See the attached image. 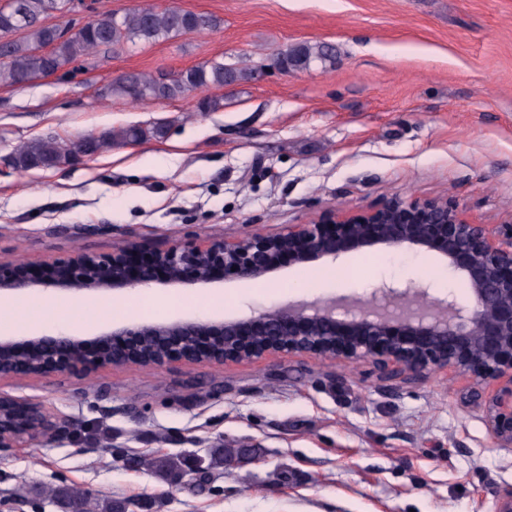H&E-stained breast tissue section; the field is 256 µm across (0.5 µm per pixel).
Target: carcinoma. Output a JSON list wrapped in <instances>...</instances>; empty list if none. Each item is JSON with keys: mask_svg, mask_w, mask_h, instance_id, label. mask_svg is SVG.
Segmentation results:
<instances>
[{"mask_svg": "<svg viewBox=\"0 0 512 512\" xmlns=\"http://www.w3.org/2000/svg\"><path fill=\"white\" fill-rule=\"evenodd\" d=\"M61 0H15V6H0V33L7 35L25 30L21 40L0 43V86H20L41 75L36 51L47 49L45 70L57 72L74 61L91 55L100 48H117L128 42L150 43L169 36L195 33L217 26L213 16L198 15L179 8L156 10L141 8L124 15L103 12L88 21L82 34L66 36L56 26L44 23L46 16L59 9ZM335 49L323 42L305 44L286 50L277 57L281 69L303 70L314 62L333 63ZM254 79V71L206 62L181 71L173 78H156L141 72H130L109 83L103 97H118L134 102L167 100L211 86L222 87ZM164 134L161 125L151 128L126 127L110 130L92 138L90 152L96 153L114 143H135ZM82 147V140L57 141L36 139L21 146L12 163L19 170L52 169L70 163ZM244 448H217L210 452L206 470L220 469L241 459ZM163 480L174 483L187 468L179 457H164L151 462ZM73 512H119L125 501L116 498H94L75 485H63L52 491Z\"/></svg>", "mask_w": 512, "mask_h": 512, "instance_id": "carcinoma-1", "label": "carcinoma"}]
</instances>
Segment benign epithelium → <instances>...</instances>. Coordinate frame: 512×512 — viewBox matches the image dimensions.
<instances>
[{"label": "benign epithelium", "mask_w": 512, "mask_h": 512, "mask_svg": "<svg viewBox=\"0 0 512 512\" xmlns=\"http://www.w3.org/2000/svg\"><path fill=\"white\" fill-rule=\"evenodd\" d=\"M408 247L434 253L467 285L431 293V285L386 283L364 305L288 304L248 319L168 320L115 325L112 346L88 345L65 332L0 340V378L45 377L104 366L223 364L279 353L369 360L389 376L423 377L455 368L491 389L487 427L501 448L512 447V234L504 239L464 217L446 200L392 197L369 210L329 211L274 236L199 239L149 255L129 243L107 257L76 254L23 270L0 261V294L53 287L74 294L108 293L161 282L206 285L231 276L267 279L283 265L335 262L352 252ZM40 402L0 394V448L71 437Z\"/></svg>", "instance_id": "benign-epithelium-1"}]
</instances>
